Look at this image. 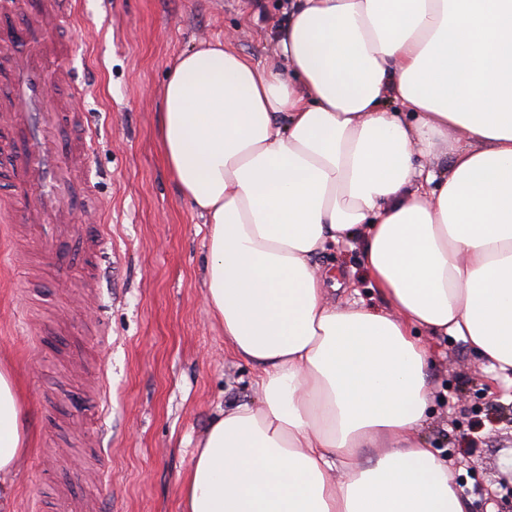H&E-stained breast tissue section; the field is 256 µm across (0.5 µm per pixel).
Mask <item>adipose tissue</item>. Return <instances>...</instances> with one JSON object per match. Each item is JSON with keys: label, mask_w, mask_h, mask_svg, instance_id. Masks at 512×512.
Returning a JSON list of instances; mask_svg holds the SVG:
<instances>
[{"label": "adipose tissue", "mask_w": 512, "mask_h": 512, "mask_svg": "<svg viewBox=\"0 0 512 512\" xmlns=\"http://www.w3.org/2000/svg\"><path fill=\"white\" fill-rule=\"evenodd\" d=\"M278 46L280 70L184 51L162 91L205 303L258 371L200 436L180 512H466L417 437L421 337L512 371V0H291ZM351 239L385 309L327 298L312 260ZM29 430L1 360L0 512Z\"/></svg>", "instance_id": "1"}]
</instances>
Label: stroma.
<instances>
[{
  "instance_id": "35a3bbf8",
  "label": "stroma",
  "mask_w": 512,
  "mask_h": 512,
  "mask_svg": "<svg viewBox=\"0 0 512 512\" xmlns=\"http://www.w3.org/2000/svg\"><path fill=\"white\" fill-rule=\"evenodd\" d=\"M288 0H72L50 32V72L93 132L74 224L102 226L99 272L62 265L30 276L0 223V358L10 359L33 421L15 476V512H180L194 445L218 409L255 397L257 370L224 347L203 299L205 226L167 172L158 141L173 58L229 42L253 63H280L275 34ZM346 277L337 299L382 307L358 243L315 257ZM432 416L421 434L453 474L468 512H507L512 487V381L464 340L433 337Z\"/></svg>"
}]
</instances>
